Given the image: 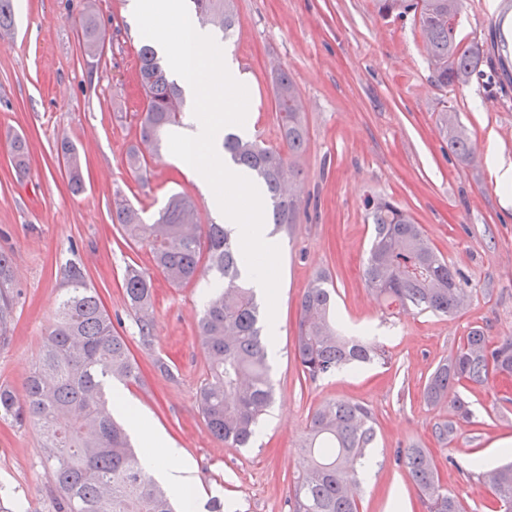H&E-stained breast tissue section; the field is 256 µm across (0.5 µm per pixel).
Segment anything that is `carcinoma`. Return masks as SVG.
Returning a JSON list of instances; mask_svg holds the SVG:
<instances>
[{"label":"carcinoma","instance_id":"cac0c4a2","mask_svg":"<svg viewBox=\"0 0 512 512\" xmlns=\"http://www.w3.org/2000/svg\"><path fill=\"white\" fill-rule=\"evenodd\" d=\"M194 20L229 34L237 23L235 0H193ZM462 0H376L382 18L410 15L420 24L425 48L443 86L463 84L480 71L482 46H464L456 22ZM14 26L13 0H0V35ZM84 53L103 56L104 34L98 16L87 12L81 27ZM136 81L144 95L139 121V145L127 157L131 172L147 171L148 158L162 148L163 135L182 122V90L170 81L154 48L138 52ZM275 116L281 145L269 146L235 133L224 135V155L247 172L272 204L275 230L288 232L298 223L300 197L291 193L300 170L297 160L308 148V132L299 87L285 68L273 74ZM448 149L467 159L473 143L453 116H447ZM28 143L12 142L15 168L27 166ZM69 171V186L83 188L79 151L60 146ZM112 223L129 247L149 250L155 267L173 286L184 287L202 273L213 275L216 290L199 320V339L209 359L208 374L198 390V407L210 433L232 448H246L270 408L274 389L268 362L266 328L260 305L246 273L238 233L226 224L202 228L193 201L172 194L147 224L142 210L116 196ZM372 224L363 277L389 314L414 310L419 314L455 315L469 298L467 281L425 238L410 214L386 199L373 201ZM12 258L0 253V344L14 321ZM123 291L133 314L139 342L145 348L157 337L152 280L129 265ZM335 289L316 278L299 303L296 361L304 377L315 380L344 368L382 359L381 347L367 336H346L336 324ZM495 375L512 376V336L495 341L480 328L428 376L423 397L432 407L448 403V389L464 382L484 385ZM116 379L141 382L140 366L112 322L83 269L72 263L64 270V293L57 321L44 340L22 394L0 387V418L34 424L40 433L44 465L52 476L55 512H175L168 492L142 467L149 453L132 448L126 429L112 415ZM456 422L434 424L432 434L446 444ZM371 410L357 401L331 399L311 412L301 444L311 466L290 489L292 512H360L352 487L360 484L370 448L376 443ZM425 512H466L463 499L448 492L437 478L428 448L411 445L397 451ZM491 491L490 512H512V462L479 473Z\"/></svg>","mask_w":512,"mask_h":512}]
</instances>
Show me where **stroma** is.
Masks as SVG:
<instances>
[{
    "mask_svg": "<svg viewBox=\"0 0 512 512\" xmlns=\"http://www.w3.org/2000/svg\"><path fill=\"white\" fill-rule=\"evenodd\" d=\"M129 0H18L12 34L0 39V252L14 262V331L0 346V386L21 391L44 337L56 321L63 269L77 263L109 314L120 316L142 370L125 388L151 430L183 448L189 490L199 505L217 499L224 512H290L288 489L309 463L300 449L308 417L319 403L349 399L367 405L377 441L372 473L361 483L360 512H424L397 449H431L449 491L467 512H487L489 489L476 469H456L473 457L495 467L512 440V379L461 385L450 397L466 402L451 442L432 436L438 417L423 398L426 378L474 328L512 336V202L504 203L494 165H512V81L498 55L512 47V6L506 0H463L457 36L479 42L488 57L469 83L442 87L412 17L380 18L373 0H238L239 25L222 47L247 83V133L278 144L270 76L288 69L305 105L309 147L299 161L303 205L292 232L271 238L281 252L276 353L270 356L274 401L248 448H231L209 432L197 391L207 361L197 321L210 277L175 288L144 248L119 240L112 200L122 195L153 219L171 194L195 203L200 224L222 223L208 196L169 149L151 159L146 176L126 165L139 143L143 97L136 84L142 44ZM95 10L106 39L98 66L81 46V22ZM454 108L474 145L470 159L448 149L446 108ZM25 136L28 167L12 161V138ZM71 141L83 160L85 190L72 193L57 147ZM394 200L422 224L430 242L468 280L470 301L453 317L383 315L366 286L362 262L369 240L366 202ZM150 274L157 339L144 349L125 303L129 264ZM336 290L344 330L379 339L387 364L304 379L295 360L298 305L316 277ZM166 361L173 377L153 366ZM38 430L0 419V506L22 500V512H54L52 481Z\"/></svg>",
    "mask_w": 512,
    "mask_h": 512,
    "instance_id": "1",
    "label": "stroma"
}]
</instances>
